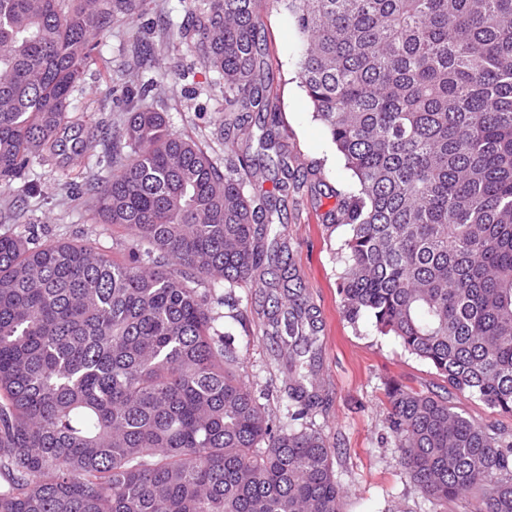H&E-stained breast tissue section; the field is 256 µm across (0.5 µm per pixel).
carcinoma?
<instances>
[{
  "label": "carcinoma",
  "instance_id": "cac0c4a2",
  "mask_svg": "<svg viewBox=\"0 0 512 512\" xmlns=\"http://www.w3.org/2000/svg\"><path fill=\"white\" fill-rule=\"evenodd\" d=\"M288 2L297 78L352 172L331 218L349 227L348 317L428 361L456 392L512 416V0ZM145 0H0V181L54 154L72 95L112 23ZM259 0H208L192 46L224 82V139L272 112ZM261 164L219 160L133 108L112 134V177H91L98 244L0 236V512H343L332 451L286 428L237 379L218 328L217 281L270 288L258 271L269 194L296 185L272 133ZM303 286L273 299L265 335L306 419L324 406L316 315ZM386 425L432 506L479 494L512 512V433L448 398L395 385Z\"/></svg>",
  "mask_w": 512,
  "mask_h": 512
}]
</instances>
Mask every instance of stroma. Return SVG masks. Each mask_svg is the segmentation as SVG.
<instances>
[{
	"mask_svg": "<svg viewBox=\"0 0 512 512\" xmlns=\"http://www.w3.org/2000/svg\"><path fill=\"white\" fill-rule=\"evenodd\" d=\"M206 0H147L142 17L115 23L100 50L105 66L94 65L73 94L64 150L30 163L25 175L0 182V235L34 229L38 240H90L112 245V227L96 223L93 204L81 184L86 175L106 174L104 135L121 127L127 114L112 99V80L125 76L153 90L133 106L167 112L173 132L192 137L207 150L223 153L224 88L207 71L187 35ZM264 72L275 110L265 127L244 129L233 147L260 158L259 139L271 129L299 171V186L289 192L280 221L289 240L287 264L304 287L318 316L321 353L319 379L327 395L311 422L333 452L334 470L343 486L345 512H430L431 505L410 482L386 426L388 389L400 384L447 393L455 411L479 424L512 431V416L495 412L466 394L446 392V383L428 362L407 352L393 336L381 335L367 318L350 322L339 293L340 248L348 228L333 224L336 192L348 190L352 173L296 79L301 41L285 5L262 6ZM143 36L155 54L141 69L128 71L133 43ZM91 141L88 152L74 145ZM235 308H224L220 329L229 333L242 360L246 381L273 390L267 403L277 421L287 422L291 403L286 375L270 357L264 335L269 304L251 283L235 286Z\"/></svg>",
	"mask_w": 512,
	"mask_h": 512,
	"instance_id": "obj_1",
	"label": "stroma"
}]
</instances>
